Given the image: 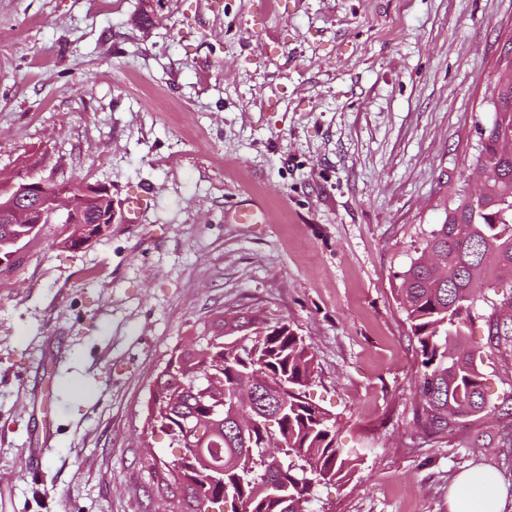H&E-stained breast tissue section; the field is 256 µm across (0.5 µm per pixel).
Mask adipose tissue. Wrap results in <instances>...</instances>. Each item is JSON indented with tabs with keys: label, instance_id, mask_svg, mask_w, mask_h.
<instances>
[{
	"label": "adipose tissue",
	"instance_id": "ef3b65f1",
	"mask_svg": "<svg viewBox=\"0 0 512 512\" xmlns=\"http://www.w3.org/2000/svg\"><path fill=\"white\" fill-rule=\"evenodd\" d=\"M511 503L512 488L481 464L460 473L448 493L449 512H505Z\"/></svg>",
	"mask_w": 512,
	"mask_h": 512
}]
</instances>
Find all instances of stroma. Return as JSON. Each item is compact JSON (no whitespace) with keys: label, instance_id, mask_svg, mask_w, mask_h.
<instances>
[{"label":"stroma","instance_id":"stroma-1","mask_svg":"<svg viewBox=\"0 0 512 512\" xmlns=\"http://www.w3.org/2000/svg\"><path fill=\"white\" fill-rule=\"evenodd\" d=\"M511 45L512 0H0V178L157 201L79 251L41 225L0 267V512H156L151 391L222 311L304 337L308 394L361 451L310 512H448L478 463L512 483V342L482 320L512 281L469 338L490 407L443 436L397 294ZM253 205L266 223L234 221Z\"/></svg>","mask_w":512,"mask_h":512}]
</instances>
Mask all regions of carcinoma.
I'll return each instance as SVG.
<instances>
[{"label": "carcinoma", "instance_id": "1", "mask_svg": "<svg viewBox=\"0 0 512 512\" xmlns=\"http://www.w3.org/2000/svg\"><path fill=\"white\" fill-rule=\"evenodd\" d=\"M498 107L481 128L476 165L486 172L482 199L467 202L459 190L445 218L424 240L421 254L402 273L398 295L421 357L419 390L425 427L445 434L456 420L488 408L484 374L467 348L472 310L479 287H496L500 275L512 274V72L498 74ZM28 232L24 224L0 225V254L11 240ZM485 346L496 349L512 336V295L504 296L486 316ZM247 332L242 343L232 337ZM192 346L173 352L169 364L178 375L165 391L180 399L170 407L158 399L162 424L171 435L198 422L210 431L183 449L167 490L184 503L181 512H202L206 503L225 497L244 504V512H308L315 486L341 482L359 458L356 448H338L331 415L311 403L306 388L314 374V354L287 324L266 326L230 316L192 337ZM260 373L287 391L278 399L253 403L248 410L276 415L272 433L281 445L280 463H270L266 430L241 432L228 419L242 377ZM212 379L224 381L225 404L202 394Z\"/></svg>", "mask_w": 512, "mask_h": 512}]
</instances>
